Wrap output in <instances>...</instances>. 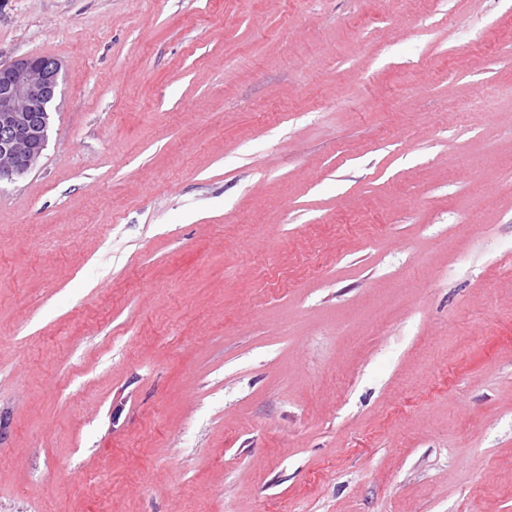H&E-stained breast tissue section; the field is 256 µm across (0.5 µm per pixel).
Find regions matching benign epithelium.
Wrapping results in <instances>:
<instances>
[{
    "label": "benign epithelium",
    "instance_id": "obj_1",
    "mask_svg": "<svg viewBox=\"0 0 512 512\" xmlns=\"http://www.w3.org/2000/svg\"><path fill=\"white\" fill-rule=\"evenodd\" d=\"M60 72L58 60L47 56L0 67V183L24 177L43 157Z\"/></svg>",
    "mask_w": 512,
    "mask_h": 512
}]
</instances>
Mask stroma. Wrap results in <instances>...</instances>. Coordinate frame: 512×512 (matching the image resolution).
<instances>
[{
	"label": "stroma",
	"mask_w": 512,
	"mask_h": 512,
	"mask_svg": "<svg viewBox=\"0 0 512 512\" xmlns=\"http://www.w3.org/2000/svg\"><path fill=\"white\" fill-rule=\"evenodd\" d=\"M512 0H0V512H512ZM61 65L27 57L0 68V185L32 171L43 157L53 124Z\"/></svg>",
	"instance_id": "stroma-1"
}]
</instances>
